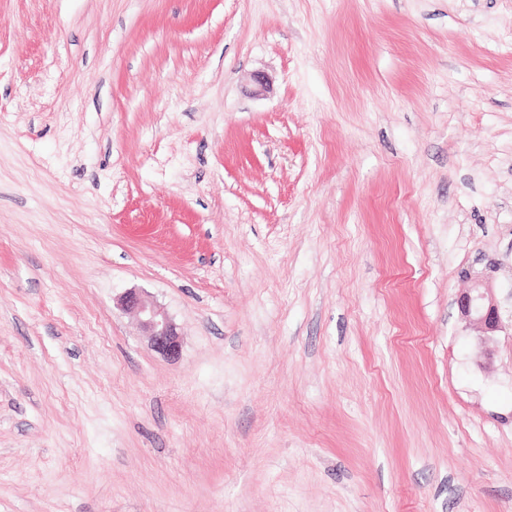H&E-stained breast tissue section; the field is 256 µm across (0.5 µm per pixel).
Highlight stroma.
Listing matches in <instances>:
<instances>
[{
    "instance_id": "obj_1",
    "label": "stroma",
    "mask_w": 512,
    "mask_h": 512,
    "mask_svg": "<svg viewBox=\"0 0 512 512\" xmlns=\"http://www.w3.org/2000/svg\"><path fill=\"white\" fill-rule=\"evenodd\" d=\"M0 512H512V0H0ZM490 290L485 280L475 279L472 288L461 294L456 301L461 315L480 325L487 340L504 328L499 306ZM121 306L139 315L141 324L156 351L170 358L179 357L180 334L164 310L135 290L128 291L122 296Z\"/></svg>"
}]
</instances>
